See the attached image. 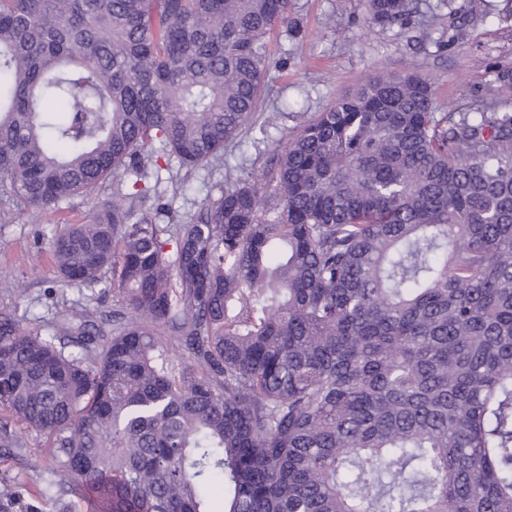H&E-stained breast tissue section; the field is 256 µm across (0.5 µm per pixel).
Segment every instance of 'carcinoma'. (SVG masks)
Instances as JSON below:
<instances>
[{"label":"carcinoma","instance_id":"carcinoma-1","mask_svg":"<svg viewBox=\"0 0 512 512\" xmlns=\"http://www.w3.org/2000/svg\"><path fill=\"white\" fill-rule=\"evenodd\" d=\"M291 0H0V196L112 204L53 241L120 300L55 335L0 312V512H512V112L387 73L174 230L127 194L252 121ZM413 0H368L403 26ZM58 100L64 112L41 104ZM18 435L26 443V447L22 448V456L9 459L5 465L0 463V474L17 477L19 481L31 485L39 483L46 465L41 439L34 432L24 429L19 430Z\"/></svg>","mask_w":512,"mask_h":512}]
</instances>
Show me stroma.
Wrapping results in <instances>:
<instances>
[{"label":"stroma","instance_id":"35a3bbf8","mask_svg":"<svg viewBox=\"0 0 512 512\" xmlns=\"http://www.w3.org/2000/svg\"><path fill=\"white\" fill-rule=\"evenodd\" d=\"M465 3L418 0L409 25L382 28L366 22L365 0H292L296 29L276 27L263 41L270 68L259 111L277 113L276 123L255 121L220 159L148 175L146 204L159 207L157 223H192L201 204L216 196L226 167L256 172L274 144L382 72L430 79L444 112H477L494 104L512 110V88L496 80L499 68L512 67V0H486L482 13L452 27ZM111 199L108 185L96 199L76 196L48 210H19L0 199V310L45 336L75 308L101 321L116 303V292L101 285L92 292L75 287L58 294L51 249L66 225L84 223L95 204ZM19 435L22 455L0 464V474L32 485L41 478L45 455L35 433L23 429Z\"/></svg>","mask_w":512,"mask_h":512}]
</instances>
